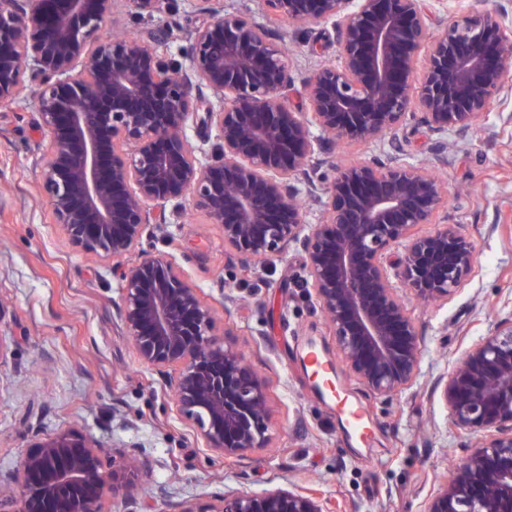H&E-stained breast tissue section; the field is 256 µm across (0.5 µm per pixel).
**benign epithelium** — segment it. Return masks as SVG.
Instances as JSON below:
<instances>
[{
  "mask_svg": "<svg viewBox=\"0 0 512 512\" xmlns=\"http://www.w3.org/2000/svg\"><path fill=\"white\" fill-rule=\"evenodd\" d=\"M207 15L189 32V63L162 54L167 33L103 38L114 0H0V103L24 79L52 135L42 168L56 220L84 251L119 259L147 224H174L187 197L224 231L249 265L292 245L306 253L311 295L337 352L373 396L412 387L423 349L402 291L448 300L474 265L456 224L425 235L448 208L443 181L405 161L406 117L431 137L432 164L448 166V133L470 134L496 100L512 96V19L449 0L452 18L429 33L425 0H261L274 20L301 28L332 23L339 62L305 82L306 109L288 107L293 65L275 32L200 0ZM317 128L321 136L314 135ZM197 136L217 131L206 160ZM385 143V158L317 176L336 142ZM320 205L305 224L300 201ZM399 271L400 285L388 269ZM126 336L139 361L174 371L175 408L205 447L244 458L268 441L266 385L245 355L215 337L212 309L159 256L119 270ZM452 425L481 431L422 512H512V316L500 320L439 379ZM94 441L50 436L0 473L15 484L9 512H101L105 492L131 497L145 467L125 457L101 465ZM179 512H327L311 493L226 491Z\"/></svg>",
  "mask_w": 512,
  "mask_h": 512,
  "instance_id": "7a95c632",
  "label": "benign epithelium"
}]
</instances>
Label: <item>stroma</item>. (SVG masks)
I'll use <instances>...</instances> for the list:
<instances>
[{"mask_svg":"<svg viewBox=\"0 0 512 512\" xmlns=\"http://www.w3.org/2000/svg\"><path fill=\"white\" fill-rule=\"evenodd\" d=\"M197 0H158L153 12L116 0L102 33L140 36L161 26L170 51L187 62ZM296 70L290 106L304 107V81L338 61L331 25L302 30L279 21ZM23 86L0 104V470L9 471L45 438L78 432L104 449L103 469L125 457L148 462L151 479L137 498L147 512H177L186 500L227 490L259 493L304 487L335 512H422L454 459L477 435H456L438 379L492 326L512 314V98L494 102L466 140L448 138V209L475 248L471 274L448 300L407 299L424 348L416 384L377 398L333 359L341 397L367 404L373 438L359 442L340 399L317 394L303 349L333 351L335 338L308 290L298 247L242 273L220 225L185 204L178 224L146 225L121 266L150 256L175 262L214 313V332L242 350L266 383L271 438L246 458L207 451L174 406L169 370L139 362L120 321L121 281L111 258L88 253L56 224L40 176L50 149Z\"/></svg>","mask_w":512,"mask_h":512,"instance_id":"35a3bbf8","label":"stroma"}]
</instances>
